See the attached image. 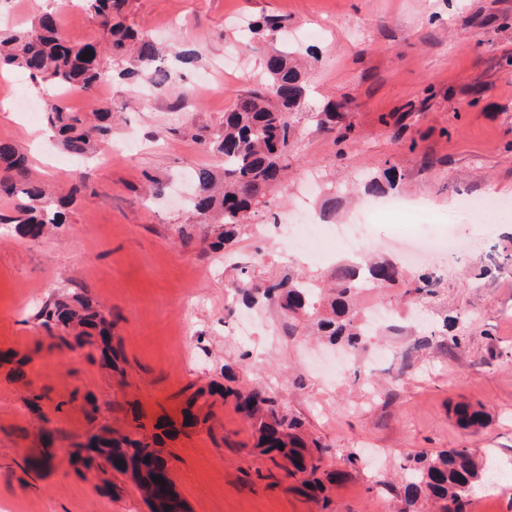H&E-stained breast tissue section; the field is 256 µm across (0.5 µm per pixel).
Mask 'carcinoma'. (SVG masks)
I'll return each mask as SVG.
<instances>
[{
	"label": "carcinoma",
	"mask_w": 512,
	"mask_h": 512,
	"mask_svg": "<svg viewBox=\"0 0 512 512\" xmlns=\"http://www.w3.org/2000/svg\"><path fill=\"white\" fill-rule=\"evenodd\" d=\"M83 7L109 35L105 47L97 42L77 41L60 35L50 14L41 16L30 28L16 33H0V68H15L35 82L49 84L53 93L45 100V116L56 132L62 148L70 155L86 158L94 143L112 132L111 107L91 109L93 120L71 111L60 99L61 93L75 87L96 102L95 92L103 78L101 53L110 54L113 62H128L118 71L126 84L139 87L144 83L161 90L182 79V72L166 69L156 62L170 55L182 63L197 60L206 49L199 42L191 51L170 43L166 46L147 35H139L124 23L126 0H82ZM288 18L265 15L240 31L242 49L259 54L264 63V78L255 87L241 93L232 108L224 113L223 129L207 146L222 157L224 168H200L191 174L196 194L189 208L200 224H213L215 239L210 243L219 250L232 243L246 224L251 212L270 204V194L280 177L288 170V157L293 152L297 133L296 117L305 108L309 89L304 72L296 58V50L283 39ZM91 52L82 59L85 52ZM309 121L316 130L334 136L341 144L353 139V125L347 113L336 111L328 103L313 112ZM398 186L391 168L382 175L367 177L362 192L368 196H384ZM16 200L13 212L0 214V224H17L27 234L39 237L44 226L63 223L59 207L63 201L53 198L38 180L31 176L28 160L18 148L0 141V196ZM376 287L392 283L403 285L402 296L420 299L437 293L441 278L423 274L404 277L402 268L393 261L358 265L340 264L333 272V287L322 295L315 280L290 274L279 280H267L246 267L239 268L227 287L232 294L249 304L269 302L291 320H303L319 335L358 350L364 347L368 332L364 315L354 309L361 288L356 280L358 269ZM40 325L54 345L74 349L90 343L95 331L109 336L112 322L100 309L88 302L75 305L55 301L37 313ZM222 398L232 399L235 410L250 421L254 429V448L262 454H275L287 478L302 476L301 485L324 493L336 475L325 468L328 446L319 441H306L302 436V420L258 389L226 387ZM136 425L124 434L110 438L93 435L73 444L71 456L88 467L102 472L115 470L131 473L138 486L153 481L149 467L161 461L154 448L156 441ZM488 449L448 448L434 454L414 458L413 480L403 488L402 512H413L417 499L425 493L459 508L463 498L479 484L484 485L490 473ZM122 465H117V462Z\"/></svg>",
	"instance_id": "carcinoma-1"
}]
</instances>
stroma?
<instances>
[{
	"instance_id": "stroma-1",
	"label": "stroma",
	"mask_w": 512,
	"mask_h": 512,
	"mask_svg": "<svg viewBox=\"0 0 512 512\" xmlns=\"http://www.w3.org/2000/svg\"><path fill=\"white\" fill-rule=\"evenodd\" d=\"M126 13L166 44L207 39V52L185 68V82L157 94L106 66L100 93L116 119L81 167L44 136L45 121L13 106L19 94L39 100L28 77L0 73V102L10 105L0 111V139L27 154L51 191L67 192L78 173L88 178L49 236L0 224V512H155L157 501L122 474H112V494L97 472L77 468L71 443L122 426L133 405L146 425L180 421L185 388L223 383L228 371L237 385L265 387L329 445L327 467L338 473L330 506L254 450L252 427L227 403L206 424L163 440L179 512H399L409 459L441 448L493 449L498 467L512 472V270L484 262L492 249L512 250V0H129ZM53 14L63 35L104 41L78 0H61ZM263 14L287 17L293 42L316 54L309 106L350 101L356 142L340 148L299 122L289 179L229 252H214L210 226L186 225L181 195L190 171L220 163L200 135L219 133L237 95L262 73L261 57L235 43L238 28ZM134 138L140 147L127 152ZM389 165L400 176L398 198L424 213L376 215L367 227L375 258H394V239L429 236L461 200L470 207L445 224L448 248L405 266L411 277L441 275L436 298L381 289L394 317L379 338L388 359L375 375L397 383L372 395L324 379L314 364L336 347L309 341L276 307L249 309L253 334L235 335L224 283L240 265L263 277L302 270L328 278L350 258L329 225L310 231L315 261L285 225L295 211L318 210L329 192L349 222L354 188ZM151 178L163 185L155 198L146 193ZM59 297L90 300L111 319L118 368L50 347L36 315ZM450 319L467 329L461 347L413 350ZM35 393L43 399L34 409ZM463 404L484 411L483 427L459 424ZM365 446L381 459L347 467L344 456Z\"/></svg>"
}]
</instances>
